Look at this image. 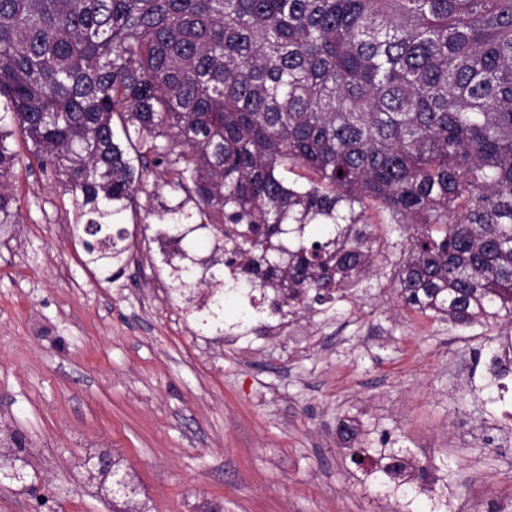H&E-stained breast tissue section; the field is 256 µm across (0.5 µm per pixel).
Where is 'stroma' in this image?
<instances>
[{
	"label": "stroma",
	"instance_id": "stroma-1",
	"mask_svg": "<svg viewBox=\"0 0 512 512\" xmlns=\"http://www.w3.org/2000/svg\"><path fill=\"white\" fill-rule=\"evenodd\" d=\"M20 222L0 233V424L26 440V484L0 512H111L82 462L120 460L155 512H391L336 434L349 417L420 461L447 462L461 512L512 507V421L482 414L473 354L497 335L451 331L396 298L398 250L333 318L220 347L169 298L154 229L182 191L139 194L125 274L85 266L75 200L21 134Z\"/></svg>",
	"mask_w": 512,
	"mask_h": 512
}]
</instances>
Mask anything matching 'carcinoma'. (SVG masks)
Masks as SVG:
<instances>
[{
    "label": "carcinoma",
    "mask_w": 512,
    "mask_h": 512,
    "mask_svg": "<svg viewBox=\"0 0 512 512\" xmlns=\"http://www.w3.org/2000/svg\"><path fill=\"white\" fill-rule=\"evenodd\" d=\"M0 231L18 223L16 126L87 217L84 264L128 263L149 172L172 175L197 229L163 225L185 308L212 280L189 247L274 290L293 319L337 313L381 255L373 202L398 228V298L467 331L512 327V0H0ZM125 141H120L117 131ZM307 182L289 181L294 169ZM483 405L512 378V333L488 347ZM349 443L395 512H442L435 476L347 417Z\"/></svg>",
    "instance_id": "carcinoma-1"
}]
</instances>
